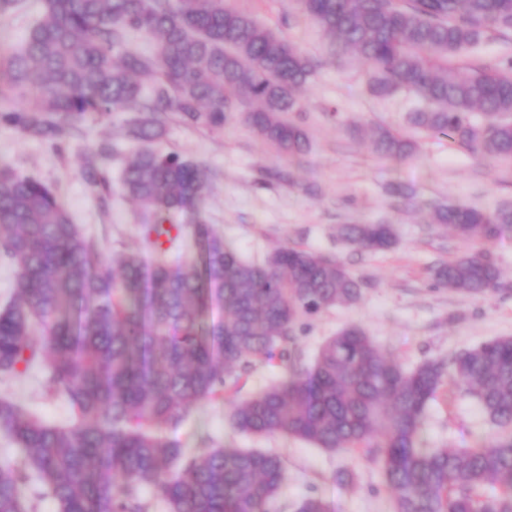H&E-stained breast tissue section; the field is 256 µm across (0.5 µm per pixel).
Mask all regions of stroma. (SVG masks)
Returning a JSON list of instances; mask_svg holds the SVG:
<instances>
[{"mask_svg": "<svg viewBox=\"0 0 512 512\" xmlns=\"http://www.w3.org/2000/svg\"><path fill=\"white\" fill-rule=\"evenodd\" d=\"M315 59V77L297 95L301 109L292 120L307 131L306 154L284 157L238 122L218 130L192 127L171 117L155 144L164 153L207 166L211 190L202 219L223 234L246 261L264 262L288 246L336 258L362 282L353 305H338L301 318L293 349L310 364L319 347L344 327L356 324L377 344L412 368L499 336H512V230L487 242L485 252L501 270L499 287L482 298L437 287L433 270L465 252L448 228L433 223L440 205H512V161L483 157L448 140L420 133L416 152L404 159L372 152L376 126L406 133L416 100L399 92L388 97L366 90L368 67L355 53L335 50L330 38L301 13L297 0H231ZM119 144L113 163L120 169L133 151L116 120L90 119L67 148L54 151L11 129H0V163L54 187L83 234L107 250L141 246L139 209L120 193L100 205L80 174L96 144ZM404 198H397L395 189ZM393 225L397 243L370 253L348 245L340 225ZM26 412L53 424L70 421L64 400L48 397L41 376L32 373L5 386ZM169 439L195 450L202 440L235 448H260L280 455L288 468L284 499L317 497L331 512H393L391 494L378 465L366 454L330 452L303 440L237 433L220 401L193 408ZM495 428L479 402L462 390L444 387L426 413L424 440L431 448H469L490 442ZM348 481H339L340 472Z\"/></svg>", "mask_w": 512, "mask_h": 512, "instance_id": "obj_1", "label": "stroma"}]
</instances>
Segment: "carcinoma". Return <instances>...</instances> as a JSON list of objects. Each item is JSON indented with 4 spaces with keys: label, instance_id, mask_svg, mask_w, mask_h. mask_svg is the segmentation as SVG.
Here are the masks:
<instances>
[{
    "label": "carcinoma",
    "instance_id": "carcinoma-1",
    "mask_svg": "<svg viewBox=\"0 0 512 512\" xmlns=\"http://www.w3.org/2000/svg\"><path fill=\"white\" fill-rule=\"evenodd\" d=\"M25 43L0 57V128L60 150L92 116L122 115L136 147L117 176L146 223L142 249L100 252L73 224L55 190L0 164V259L15 277L0 307V382L37 370L45 394L68 403L72 420L47 423L0 395V428L24 466L0 465V512H34L26 488L50 495L58 512H149L150 487L167 512H271L288 480L283 460L211 444L188 457L165 432L204 401L230 405L234 428L284 435L318 448L366 452L379 464L394 512H512V337H497L407 370L358 325L328 338L309 366L291 362L300 317L356 303L359 281L340 261L282 248L244 261L201 220L206 167L147 147L165 115L217 130L244 123L282 155L305 153L306 130L288 118L295 91L317 64L228 0H41ZM302 13L372 69L375 96L405 90L409 124L446 133L482 156L512 160V58L488 66L468 58L512 34V0H298ZM143 36L152 51L134 47ZM33 93L38 105L17 101ZM416 141L384 127L371 148L403 159ZM101 141L81 169L106 203ZM195 216L198 256L173 262L185 239L176 218ZM435 223L468 250L436 267L438 286L489 294L500 272L481 246L512 227V206L450 205ZM340 235L369 252L396 243L390 224H343ZM151 253V263L144 254ZM224 320L208 323L213 306ZM280 357V381L226 396L255 361ZM475 397L499 428L487 448H427V409L444 384ZM294 512H329L319 498Z\"/></svg>",
    "mask_w": 512,
    "mask_h": 512
}]
</instances>
